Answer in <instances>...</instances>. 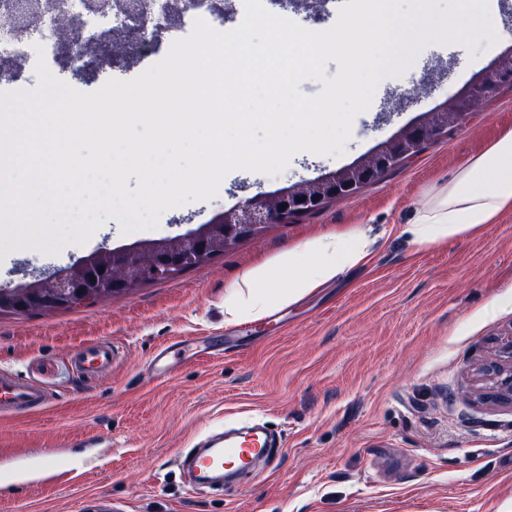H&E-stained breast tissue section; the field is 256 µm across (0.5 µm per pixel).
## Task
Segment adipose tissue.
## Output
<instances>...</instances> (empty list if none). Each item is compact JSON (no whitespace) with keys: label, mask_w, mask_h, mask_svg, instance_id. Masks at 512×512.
<instances>
[{"label":"adipose tissue","mask_w":512,"mask_h":512,"mask_svg":"<svg viewBox=\"0 0 512 512\" xmlns=\"http://www.w3.org/2000/svg\"><path fill=\"white\" fill-rule=\"evenodd\" d=\"M507 212H512V130L421 203L410 229L411 243L426 249L473 236ZM374 244L367 229L358 227L326 232L280 251L225 286V324L260 321L295 304L363 265Z\"/></svg>","instance_id":"adipose-tissue-1"}]
</instances>
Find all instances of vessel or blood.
<instances>
[{
    "mask_svg": "<svg viewBox=\"0 0 512 512\" xmlns=\"http://www.w3.org/2000/svg\"><path fill=\"white\" fill-rule=\"evenodd\" d=\"M80 366L103 369L112 364V346L96 343L82 349L76 356ZM44 404L42 393L21 384L15 376L0 370V413L20 416L40 409ZM283 446L282 436L257 421L242 426L213 430L203 447L187 449L182 463L201 479L223 476L242 478L253 473L256 460L271 461Z\"/></svg>",
    "mask_w": 512,
    "mask_h": 512,
    "instance_id": "vessel-or-blood-1",
    "label": "vessel or blood"
}]
</instances>
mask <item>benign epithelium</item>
I'll list each match as a JSON object with an SVG mask.
<instances>
[{
	"label": "benign epithelium",
	"mask_w": 512,
	"mask_h": 512,
	"mask_svg": "<svg viewBox=\"0 0 512 512\" xmlns=\"http://www.w3.org/2000/svg\"><path fill=\"white\" fill-rule=\"evenodd\" d=\"M510 81L512 55L508 54L459 93L457 99L443 103L353 164L277 193L259 192L174 239L148 248L139 245L100 251L48 279L24 283L10 291L0 290V309L19 310L16 301L20 298L37 308L72 307L100 297L127 294L162 271L171 279L192 265L205 263L235 245L244 230L253 236L269 224H284L291 218L318 212L331 203L351 199L362 187L403 164L424 145L447 135L448 127L464 120L483 100ZM483 375L491 383L494 397L512 399V340L503 344L497 358L484 365Z\"/></svg>",
	"instance_id": "obj_1"
}]
</instances>
